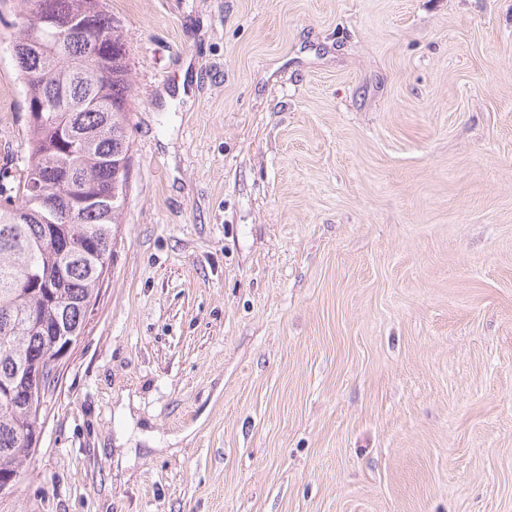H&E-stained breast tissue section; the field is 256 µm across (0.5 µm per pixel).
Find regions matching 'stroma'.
Returning a JSON list of instances; mask_svg holds the SVG:
<instances>
[{"instance_id": "obj_1", "label": "stroma", "mask_w": 512, "mask_h": 512, "mask_svg": "<svg viewBox=\"0 0 512 512\" xmlns=\"http://www.w3.org/2000/svg\"><path fill=\"white\" fill-rule=\"evenodd\" d=\"M105 7L126 205L0 512H512V0Z\"/></svg>"}]
</instances>
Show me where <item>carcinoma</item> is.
I'll use <instances>...</instances> for the list:
<instances>
[{"mask_svg":"<svg viewBox=\"0 0 512 512\" xmlns=\"http://www.w3.org/2000/svg\"><path fill=\"white\" fill-rule=\"evenodd\" d=\"M63 19L92 13L110 36L105 60L110 78L99 82L86 63L87 43L73 30L66 39L62 62L37 56L29 44L32 15H27L13 44L24 95L59 91L78 106L72 113L86 144H69L54 126L56 113L41 122H26L28 159L19 169L0 168V473L21 471L23 457L9 452L18 447L22 430L38 429V407L24 397L27 370L56 350L50 327L61 322L74 340L84 333L107 270L96 260L99 246L112 247L116 224L127 199L128 174L115 179L116 164L130 159L127 135L128 68L126 48L114 18L103 0H55ZM63 164L83 177L82 193L92 203L77 208L73 224H59L38 202L37 192L56 195L48 169ZM53 237L74 251L46 245Z\"/></svg>","mask_w":512,"mask_h":512,"instance_id":"1","label":"carcinoma"}]
</instances>
